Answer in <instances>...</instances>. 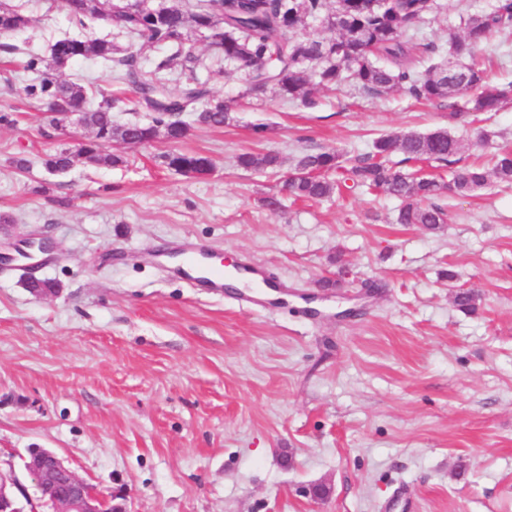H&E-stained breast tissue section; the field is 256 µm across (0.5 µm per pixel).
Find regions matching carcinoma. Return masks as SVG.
Returning <instances> with one entry per match:
<instances>
[{
  "label": "carcinoma",
  "instance_id": "carcinoma-1",
  "mask_svg": "<svg viewBox=\"0 0 512 512\" xmlns=\"http://www.w3.org/2000/svg\"><path fill=\"white\" fill-rule=\"evenodd\" d=\"M72 23L85 29L104 21L129 38L125 47L108 39L67 37L56 41L50 59L33 51L3 43L6 53L25 54L23 67L37 78L24 92L31 103L46 108L49 122L57 125L71 115L93 132V138L79 144L76 152L62 150L46 161L48 170L64 173L74 158L89 164L122 163L119 156L104 152L115 137L140 146L159 135L170 141L182 139L188 128L183 116L194 122L220 127L230 121L224 100L214 96L206 83L195 76L198 58L192 43L204 38L244 75V95L261 98L272 92L283 99L310 101L314 86L339 88L346 83L369 96H382L403 90L416 100L459 99L458 118L466 112L475 117L500 111L512 92L490 86L484 69L473 61L475 47L496 32L512 29V0H497L490 12L460 18V31L448 32V55L456 60L432 61L436 47L416 42L417 26L438 11V0H159L152 12L139 10L127 0H63ZM318 21L335 32L328 39L308 35L311 23ZM30 16L20 6L0 7V37L28 29ZM168 49L152 58L150 67L142 63L145 50ZM429 64L417 66L418 55ZM93 58L112 71L113 82L134 94L133 111L144 112L147 121L123 125L112 121V112L123 99L103 95L97 100L86 86L60 77V69L71 61ZM185 75L182 89L168 90L159 74L173 67ZM458 141L446 131L436 134L393 133L376 139L368 156L347 166L339 155L306 152L295 165L296 176L286 181V190L297 199L317 202L335 193L356 188L381 190L401 200L397 221L421 224L430 229L446 223L445 210L435 202L444 186L433 177L413 176L388 165L395 154L403 161H446L458 151ZM167 168L194 175L211 168L210 160L191 152L173 151L164 155ZM238 165L244 169H277V152L242 153ZM512 181V151L502 150L493 165L485 168L467 164L455 168L451 190L467 194L485 187L490 177ZM479 297L461 290L457 306L466 312L477 310Z\"/></svg>",
  "mask_w": 512,
  "mask_h": 512
}]
</instances>
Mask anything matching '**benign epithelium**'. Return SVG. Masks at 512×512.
Instances as JSON below:
<instances>
[{
    "mask_svg": "<svg viewBox=\"0 0 512 512\" xmlns=\"http://www.w3.org/2000/svg\"><path fill=\"white\" fill-rule=\"evenodd\" d=\"M29 453L33 460L25 470L50 512H131L126 503L97 491L57 453L44 448H31ZM21 492L13 470H0V512H24Z\"/></svg>",
    "mask_w": 512,
    "mask_h": 512,
    "instance_id": "7a95c632",
    "label": "benign epithelium"
}]
</instances>
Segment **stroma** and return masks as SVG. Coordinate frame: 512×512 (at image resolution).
<instances>
[{
    "label": "stroma",
    "instance_id": "35a3bbf8",
    "mask_svg": "<svg viewBox=\"0 0 512 512\" xmlns=\"http://www.w3.org/2000/svg\"><path fill=\"white\" fill-rule=\"evenodd\" d=\"M32 19L12 43L49 54L76 35L48 0H14ZM494 0H440L418 42L444 46L462 15ZM197 76L232 109L229 124L141 146L113 139L121 165L45 162L89 129L49 125L28 104L17 58L0 57V468L31 480L28 449L58 453L131 512H512V183L439 200L446 224L395 221L380 193L293 201L283 185L310 151L366 156L398 131L445 130L450 166L512 147V103L470 124L447 101L315 88L312 105L245 97L241 71L201 39ZM487 81L512 84V34L479 46ZM209 158L203 177L164 154ZM278 152V172L238 167ZM26 159L27 169L16 166ZM277 197L273 212L263 198ZM36 234L51 251L9 245ZM257 268L264 287L201 286L164 262L172 246ZM48 280L41 296L29 280ZM480 298L456 306L459 290ZM329 487L311 503L302 490Z\"/></svg>",
    "mask_w": 512,
    "mask_h": 512
}]
</instances>
